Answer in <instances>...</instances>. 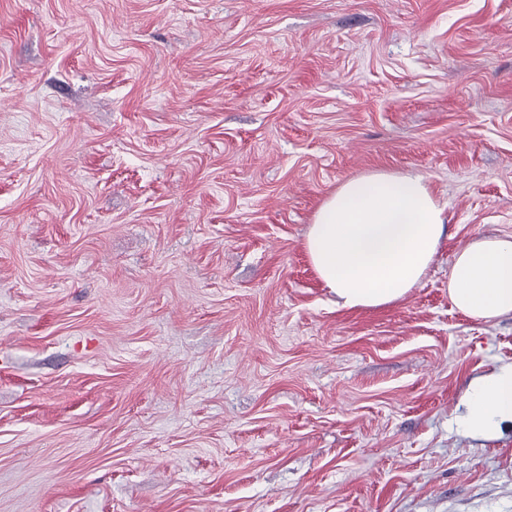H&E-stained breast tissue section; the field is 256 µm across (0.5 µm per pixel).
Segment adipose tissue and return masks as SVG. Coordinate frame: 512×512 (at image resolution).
I'll return each instance as SVG.
<instances>
[{"mask_svg":"<svg viewBox=\"0 0 512 512\" xmlns=\"http://www.w3.org/2000/svg\"><path fill=\"white\" fill-rule=\"evenodd\" d=\"M445 222V208L424 175L375 171L347 179L319 204L304 249L343 306H382L421 282ZM448 294L474 318L512 314V237L478 238L461 248ZM462 406L459 424L470 434L512 424V364L472 381Z\"/></svg>","mask_w":512,"mask_h":512,"instance_id":"ef3b65f1","label":"adipose tissue"}]
</instances>
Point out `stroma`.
Wrapping results in <instances>:
<instances>
[{
	"label": "stroma",
	"mask_w": 512,
	"mask_h": 512,
	"mask_svg": "<svg viewBox=\"0 0 512 512\" xmlns=\"http://www.w3.org/2000/svg\"><path fill=\"white\" fill-rule=\"evenodd\" d=\"M448 223L402 300L303 248L346 179ZM512 236V0H0V512H512L457 424L512 315L448 296Z\"/></svg>",
	"instance_id": "35a3bbf8"
}]
</instances>
